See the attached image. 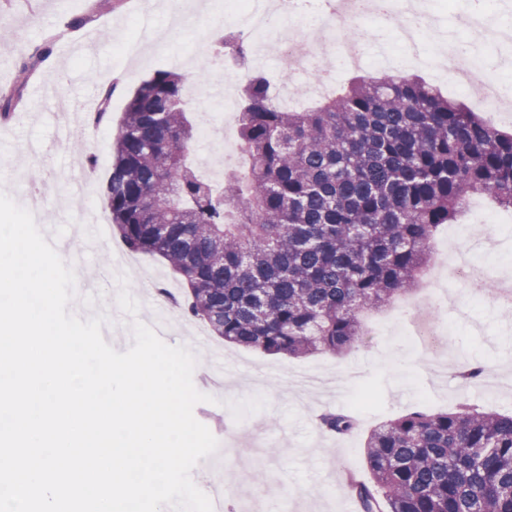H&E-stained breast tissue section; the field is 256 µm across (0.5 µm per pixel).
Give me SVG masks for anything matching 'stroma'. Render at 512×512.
I'll list each match as a JSON object with an SVG mask.
<instances>
[{
    "mask_svg": "<svg viewBox=\"0 0 512 512\" xmlns=\"http://www.w3.org/2000/svg\"><path fill=\"white\" fill-rule=\"evenodd\" d=\"M469 0H455L451 12L441 11L429 0L430 13L439 17L440 28H425L424 38L438 45L444 33L469 45L485 62L491 77H512V46L493 47L475 30L456 24ZM153 17L168 35L133 56L122 47L136 38L145 17ZM225 18L216 0L209 7L187 14L184 23L172 21L167 0H0V90H12L16 64L37 45L50 43L51 55L40 64L22 92L18 118L0 122V148L10 168L0 171V189L18 204L29 196L43 199L35 222L51 246L70 249L74 256L78 290L68 309L89 318L105 314L109 336L105 341L117 352L133 346L132 321H162L161 338L170 345H184L197 358L196 388L212 395V402L195 406L196 419L216 438L232 430L236 446L254 436L268 441L253 470L263 472L262 484L242 479L235 463V448L227 447L200 459L193 478L207 479L209 487H222L226 512H236L239 498L260 488H274L276 499L269 512H346L344 472L366 475L364 446L377 424L422 409L444 412L467 404L488 410L481 392L458 375L459 364L480 358L489 363H512V315H503L494 303V288L480 299L462 295L466 319L453 322L455 335L448 345L447 369L429 373L424 355L397 335H365L357 348L332 356L313 354L298 358L264 355L225 343L211 335L201 320L180 317L161 319L157 309L167 306L160 289L181 295L185 283L161 257L130 253L115 231H108L106 248H99L87 227V218H108L104 192L112 171V139L125 106L143 80L168 68V56L180 54L179 72L202 87L210 111L218 112L229 86L224 74L213 72L204 53L213 31L222 29ZM83 98L112 90V118L98 128L94 139L82 137L85 113L74 116L71 134L59 136L58 114L46 94L48 86ZM128 261L133 271L128 289L138 300L137 315L124 314L116 303L119 281L106 272L107 264ZM357 364L361 384L344 382L343 392L332 396H308L294 389V372L321 371L334 377L340 367ZM262 396L260 412L235 421L229 402ZM327 410L355 411L358 424L346 435L322 432L317 417Z\"/></svg>",
    "mask_w": 512,
    "mask_h": 512,
    "instance_id": "1",
    "label": "stroma"
}]
</instances>
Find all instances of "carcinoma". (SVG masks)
Segmentation results:
<instances>
[{
    "label": "carcinoma",
    "mask_w": 512,
    "mask_h": 512,
    "mask_svg": "<svg viewBox=\"0 0 512 512\" xmlns=\"http://www.w3.org/2000/svg\"><path fill=\"white\" fill-rule=\"evenodd\" d=\"M48 53L17 66L0 118ZM187 81L159 70L126 105L106 198L124 246L158 254L190 282L188 316L224 342L267 354L339 355L364 336L360 314L412 289L436 230L486 196L512 211V133L412 75L351 83L311 110L273 105L270 81L240 86L245 178L203 177ZM112 89L89 120L110 119ZM346 412L319 418L343 435ZM373 482L348 485L360 512H512V415L416 410L377 427Z\"/></svg>",
    "instance_id": "carcinoma-1"
}]
</instances>
